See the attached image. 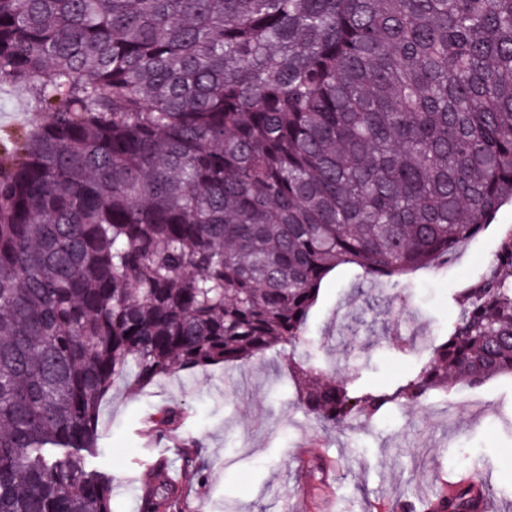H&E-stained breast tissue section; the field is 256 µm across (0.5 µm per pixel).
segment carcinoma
<instances>
[{
  "mask_svg": "<svg viewBox=\"0 0 512 512\" xmlns=\"http://www.w3.org/2000/svg\"><path fill=\"white\" fill-rule=\"evenodd\" d=\"M3 82L49 118L0 149V512H115L84 454L116 381L307 348L336 267L448 265L512 202V0H0ZM451 300L392 391L293 368L304 411L512 376V230ZM138 501L188 512L166 459Z\"/></svg>",
  "mask_w": 512,
  "mask_h": 512,
  "instance_id": "obj_1",
  "label": "carcinoma"
}]
</instances>
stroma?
<instances>
[{"mask_svg":"<svg viewBox=\"0 0 512 512\" xmlns=\"http://www.w3.org/2000/svg\"><path fill=\"white\" fill-rule=\"evenodd\" d=\"M17 87L0 85V136L46 122ZM512 229V203L466 241L454 266L419 268L389 292L343 265L321 283L309 336L322 365L352 374L356 387L392 390L413 372L426 343L453 315L451 289L485 272L498 239ZM304 349L276 346L260 358L176 372L139 388L115 384L100 408V453L90 467L113 479L115 512H136L140 473L173 459L176 442L200 445L205 468L175 464L189 493V512H376L379 503L435 491L441 475L479 470L489 512H512V378L477 388L432 392L421 406L396 405L372 424L327 433L301 408L288 371ZM179 404L174 435L151 432L149 419ZM331 462L325 499L306 494L307 462Z\"/></svg>","mask_w":512,"mask_h":512,"instance_id":"stroma-1","label":"stroma"}]
</instances>
